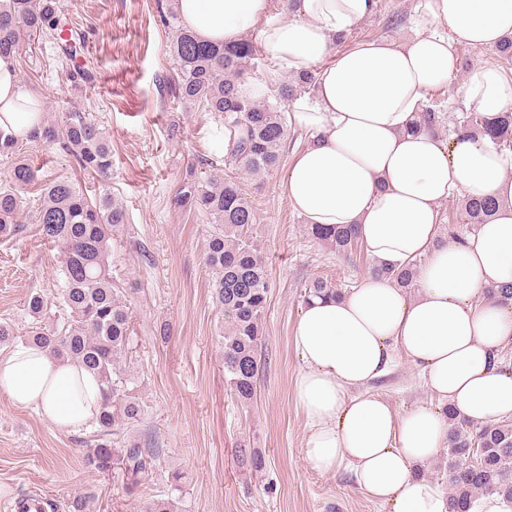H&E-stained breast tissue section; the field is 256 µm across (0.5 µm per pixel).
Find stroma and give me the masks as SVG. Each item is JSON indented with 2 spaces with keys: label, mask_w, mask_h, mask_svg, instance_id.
I'll use <instances>...</instances> for the list:
<instances>
[{
  "label": "stroma",
  "mask_w": 512,
  "mask_h": 512,
  "mask_svg": "<svg viewBox=\"0 0 512 512\" xmlns=\"http://www.w3.org/2000/svg\"><path fill=\"white\" fill-rule=\"evenodd\" d=\"M59 6L82 44L74 65L90 69L93 82L53 67L51 50L39 38L23 39L18 78L41 95L43 123L82 112L100 125L112 147V176L102 182L76 173L71 156L39 138L21 141L20 154L42 176L75 175L86 194L108 193L126 210L127 221L114 236L112 274L137 287L127 369L144 412L127 437L159 438L162 455L148 477L152 495L172 499L177 512H385L356 490L347 472L320 475L304 460L307 429L292 391L300 366L293 344L300 290L317 277L350 288L372 264L367 255L348 259L310 240L305 220L282 195L292 154L308 143L307 134L289 129L278 169L245 196L256 213L272 288L257 396L243 405L224 382L221 315L203 263L209 226L173 203L188 163L211 157L207 132L216 118L173 98L172 33L161 22L172 0H59ZM424 27L419 0H376L372 14L336 48L373 39L402 43ZM454 53V74L425 94L442 113L443 136L467 110L461 86L474 65H495L512 79V59L499 57L494 47L459 44ZM59 266L58 249L40 239L33 224L0 238V318L26 331V296L55 294ZM164 325L170 332L165 342ZM374 389L401 412L437 402L404 362ZM94 435L91 429L60 432L35 411L0 397V512L30 492L45 493L61 507L90 495L91 512H140L141 492L127 493L116 478L84 470L82 452ZM240 446L259 451L265 469L239 465L234 450ZM174 471L182 474L176 486L169 479Z\"/></svg>",
  "instance_id": "obj_1"
}]
</instances>
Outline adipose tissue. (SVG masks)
I'll return each instance as SVG.
<instances>
[{"instance_id":"ef3b65f1","label":"adipose tissue","mask_w":512,"mask_h":512,"mask_svg":"<svg viewBox=\"0 0 512 512\" xmlns=\"http://www.w3.org/2000/svg\"><path fill=\"white\" fill-rule=\"evenodd\" d=\"M270 0H173L197 38L233 45L260 28L263 51L295 73L316 75L314 94L288 106L290 127L311 141L281 184L310 224H353L377 265L419 261L415 292L367 275L349 291L311 299L293 331L301 366L293 396L307 427L305 461L315 472H348L386 512H449L448 489L423 474L448 445L447 410L473 421L512 415V305L488 289L512 283V152L490 137L445 139L417 127L427 91L456 69L452 46L512 36V0H421L427 31L404 44L365 41L334 51L336 34L369 16L375 0H295L282 18ZM465 104L488 117L512 108V80L474 66ZM41 124V98L0 56V129L24 139ZM494 198L499 207L473 234L440 233L441 202ZM407 361L438 405L395 410L370 386ZM0 396L34 408L52 427L79 433L96 423L101 381L26 344L0 350Z\"/></svg>"}]
</instances>
